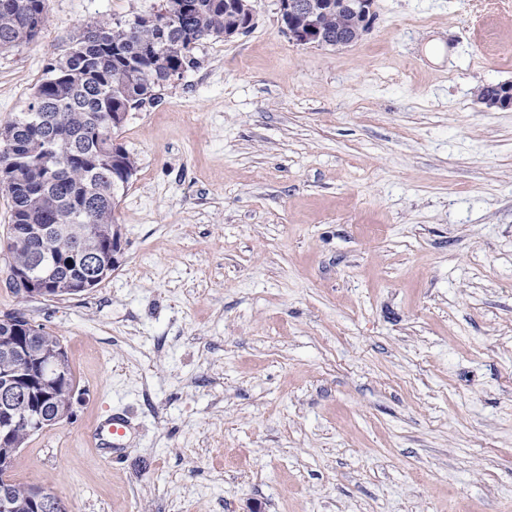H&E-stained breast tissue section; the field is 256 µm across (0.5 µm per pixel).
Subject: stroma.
<instances>
[{"instance_id":"1","label":"stroma","mask_w":512,"mask_h":512,"mask_svg":"<svg viewBox=\"0 0 512 512\" xmlns=\"http://www.w3.org/2000/svg\"><path fill=\"white\" fill-rule=\"evenodd\" d=\"M161 0H50L0 52V127L82 26ZM206 41L115 141L138 162L98 287L0 317L83 391L12 477L72 512H512V0H375L344 47L277 0ZM126 411V445H92ZM479 97L489 108L512 109V84L498 83L486 85Z\"/></svg>"}]
</instances>
